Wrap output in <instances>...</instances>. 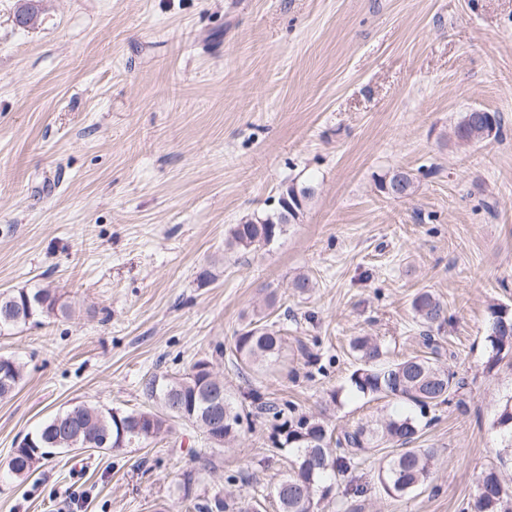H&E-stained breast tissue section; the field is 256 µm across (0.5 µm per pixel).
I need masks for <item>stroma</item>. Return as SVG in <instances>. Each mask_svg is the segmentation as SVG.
Wrapping results in <instances>:
<instances>
[{"label":"stroma","mask_w":512,"mask_h":512,"mask_svg":"<svg viewBox=\"0 0 512 512\" xmlns=\"http://www.w3.org/2000/svg\"><path fill=\"white\" fill-rule=\"evenodd\" d=\"M24 3L0 0V291L53 289L70 315L0 330V355L23 366L0 399V512H185L190 474L195 497L268 496L288 462L255 417L228 448L184 423L25 480L7 463L56 413L143 408L146 377L201 359L232 398L258 386L339 431L406 412L351 389L349 343L418 351L411 301L426 290L467 381L417 442L433 473L389 497L393 450L377 448L315 512H464L483 469L512 477L493 427L512 368L487 371L485 340L489 305L512 306V0H38L25 26ZM473 108L500 113L497 138L455 140ZM397 168L416 175L412 198L380 192ZM291 182L315 189L297 223L228 249L232 225ZM261 317L287 346L244 377L234 336Z\"/></svg>","instance_id":"stroma-1"}]
</instances>
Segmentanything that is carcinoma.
<instances>
[{
	"mask_svg": "<svg viewBox=\"0 0 512 512\" xmlns=\"http://www.w3.org/2000/svg\"><path fill=\"white\" fill-rule=\"evenodd\" d=\"M501 118L494 112H467L454 128V136L460 143L486 141L499 134ZM380 192L392 199H406L415 192L413 173L397 169L390 177L378 180ZM314 194L310 185L291 183L281 190L290 205H280L263 218L247 219L232 226L227 241L229 248L247 250L268 246L276 241L285 227L299 220L305 202ZM412 311L420 323L419 341L424 351L392 362L384 361L386 352L368 336H357L350 344L357 368L350 376L351 387L371 399L395 398L409 402L425 413L426 408L449 401V397L463 388L464 381L448 370L442 361V346L432 335L434 326L446 321L447 305L434 293H418L411 303ZM69 306L57 293L48 288L35 292L24 289L0 292V330L26 324L37 318L65 317ZM486 342L490 356L486 369L491 371L504 359V353L512 351V309L503 304L489 306ZM285 345L284 336L275 325L261 320L250 321L235 336L234 351L239 369L245 373L258 371L264 366L276 364ZM197 361L181 378H165L152 375L145 379L142 391L152 402L164 403L173 399L178 408H164L160 413L151 408L119 412L94 406L79 405L44 422L33 434V441L40 449L36 453L10 455L9 471L16 477H26L39 464L54 454L56 448H66L68 443L59 440L60 429L68 424H91V427L107 431L118 439L120 430H127L131 438L138 427V419L150 417L157 435L169 433L172 424L185 421L198 426L211 423L214 400L212 384L200 370ZM23 378L22 370L7 376L0 375V398L9 397ZM245 399L249 403L240 407L222 392L220 411L224 426L219 433L224 443L234 441L240 431V419L249 407L265 418L275 421L274 444L293 452L288 471L275 485L274 497L278 512H313L315 499H325L333 490V481L351 471L359 456L385 443L399 446V451L383 462L379 468L380 484L388 496H402L424 485L432 474L435 454L429 448H415L420 436L421 421L412 415H395L362 423L338 437H333L324 420L314 416H288L289 404L279 405L268 400L258 387L251 388ZM495 427L512 435V398L501 406ZM512 490L497 467H489L477 475L475 494L469 503L470 512H512ZM259 504L252 500L238 502L231 496L215 494L203 503L195 504L198 512H257Z\"/></svg>",
	"mask_w": 512,
	"mask_h": 512,
	"instance_id": "1",
	"label": "carcinoma"
}]
</instances>
